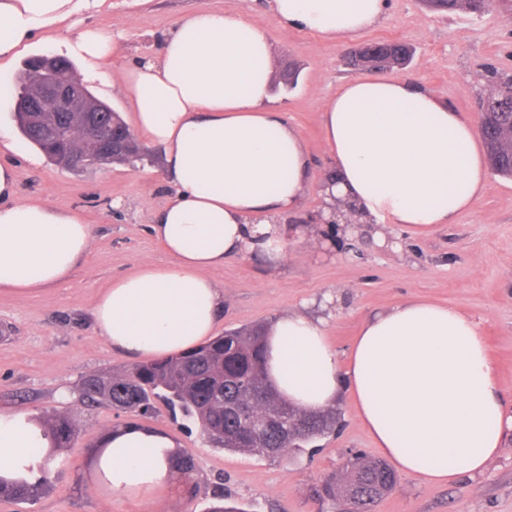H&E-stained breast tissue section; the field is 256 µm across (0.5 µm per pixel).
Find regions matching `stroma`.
<instances>
[{
  "instance_id": "1",
  "label": "stroma",
  "mask_w": 512,
  "mask_h": 512,
  "mask_svg": "<svg viewBox=\"0 0 512 512\" xmlns=\"http://www.w3.org/2000/svg\"><path fill=\"white\" fill-rule=\"evenodd\" d=\"M227 10L262 29L281 67L299 71L294 88L273 95L313 158L312 180L320 182L333 163L324 150L320 111L339 83L357 76L345 64L350 49L376 40H402L413 55L399 75L449 108L478 117V97L490 69L512 71V11L496 6L482 14L444 16L422 0H388L384 20L353 39L337 42L279 22L268 0H112L110 11L86 26L123 32L121 48L104 65L111 78L141 59L158 58L166 34L185 15ZM74 30L61 25L38 36L11 63L0 66V127L12 130L14 92L28 59L61 54ZM136 164H106L68 170L50 161L30 164L29 143L0 154L13 164L18 197L73 210L89 224L92 244L85 263L63 284L29 294L0 293V409L34 417L61 414L79 429L74 447L58 451L48 488L35 502L0 500V512H155L141 500L105 496L83 477L88 451L128 413L83 396L84 381L131 366L97 333L92 310L112 280L132 274L145 261L166 256L150 233L154 215L172 190L164 178V150L144 142ZM313 225L311 239L288 247L283 265L271 269L257 258L233 257L211 271L224 288V310L214 330L272 323L288 311L328 321L329 342L346 357L363 321L414 298L458 306L478 324L488 344L507 405H512V179L490 175L483 195L455 223L423 233L401 232L400 249L376 246L371 226L347 237L335 226L325 239ZM339 424L318 447L269 458L225 451L204 442L196 424L173 420L164 405L145 418L166 431L197 467L156 512H206L216 493L245 512H317L313 489L336 480L354 453L381 452L358 421L349 397L335 406ZM375 512H512V431L500 454L483 471L438 485L399 474Z\"/></svg>"
}]
</instances>
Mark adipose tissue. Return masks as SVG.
Returning a JSON list of instances; mask_svg holds the SVG:
<instances>
[{"label":"adipose tissue","mask_w":512,"mask_h":512,"mask_svg":"<svg viewBox=\"0 0 512 512\" xmlns=\"http://www.w3.org/2000/svg\"><path fill=\"white\" fill-rule=\"evenodd\" d=\"M112 0H0V62L43 30L109 9ZM386 0H272L284 24L337 41L376 25ZM122 33L86 28L65 41L84 81L107 83L103 60ZM276 60L269 37L241 16L202 9L182 19L158 60L133 63L119 89L133 127L164 149L174 194L150 231L166 253L116 279L93 308L97 332L132 359L168 357L211 336L224 290L211 270L240 254L272 268L309 230L288 218L302 208L312 159L300 133L274 106ZM334 169L319 193L324 219L336 203L374 227L378 245L398 248V230L454 223L483 194L489 176L476 121L400 77L359 76L321 111ZM91 247L88 224L70 209L17 197L13 166L0 164V290L35 294L64 282ZM268 379L305 413L348 391L377 448L402 473L448 484L484 470L512 430L496 367L464 310L409 299L369 316L347 361L327 340L324 319L302 311L267 329ZM52 444L27 414L0 411V476L34 466ZM169 434L130 422L112 427L90 478L108 496L166 500L181 474Z\"/></svg>","instance_id":"ef3b65f1"}]
</instances>
